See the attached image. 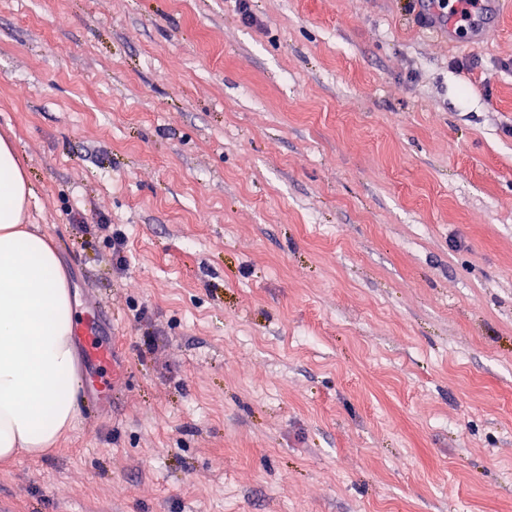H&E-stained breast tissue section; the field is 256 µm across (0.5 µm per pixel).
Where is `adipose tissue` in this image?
I'll list each match as a JSON object with an SVG mask.
<instances>
[{"label":"adipose tissue","instance_id":"1","mask_svg":"<svg viewBox=\"0 0 512 512\" xmlns=\"http://www.w3.org/2000/svg\"><path fill=\"white\" fill-rule=\"evenodd\" d=\"M33 196L0 137V463L48 452L76 414L78 312L56 249L27 221Z\"/></svg>","mask_w":512,"mask_h":512}]
</instances>
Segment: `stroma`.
Here are the masks:
<instances>
[{
  "mask_svg": "<svg viewBox=\"0 0 512 512\" xmlns=\"http://www.w3.org/2000/svg\"><path fill=\"white\" fill-rule=\"evenodd\" d=\"M490 2L451 32L418 0H0V136L114 362L0 463V512H512Z\"/></svg>",
  "mask_w": 512,
  "mask_h": 512,
  "instance_id": "1",
  "label": "stroma"
}]
</instances>
